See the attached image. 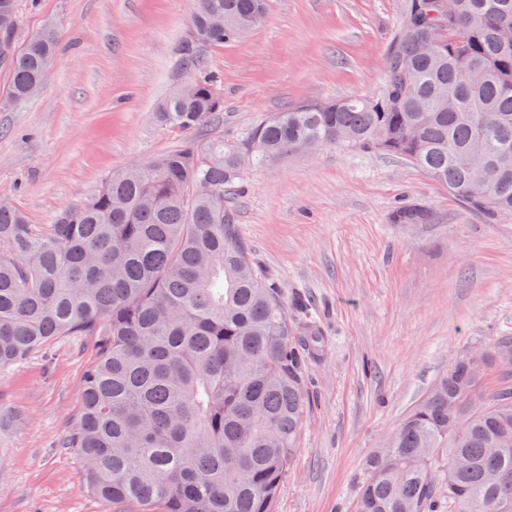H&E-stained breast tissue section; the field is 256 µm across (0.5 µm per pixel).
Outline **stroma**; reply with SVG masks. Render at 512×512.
<instances>
[{"mask_svg": "<svg viewBox=\"0 0 512 512\" xmlns=\"http://www.w3.org/2000/svg\"><path fill=\"white\" fill-rule=\"evenodd\" d=\"M405 0H268L241 42L203 49L224 123L198 130L241 144L270 115L374 96ZM23 45L54 23L59 52L40 93L0 110V193L30 223L96 194L104 178L179 149L156 112L187 75L180 48L193 0H17ZM291 319L324 348L307 363V404L273 512H356L366 464L468 353L512 336V219L488 222L411 163L347 145L247 170L226 200ZM417 203L429 224H394ZM95 351L58 339L0 372V402L25 415L0 454V512H106L62 442Z\"/></svg>", "mask_w": 512, "mask_h": 512, "instance_id": "1", "label": "stroma"}]
</instances>
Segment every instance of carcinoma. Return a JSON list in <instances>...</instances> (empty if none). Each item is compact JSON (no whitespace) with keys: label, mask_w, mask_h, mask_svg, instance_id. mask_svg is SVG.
Returning <instances> with one entry per match:
<instances>
[{"label":"carcinoma","mask_w":512,"mask_h":512,"mask_svg":"<svg viewBox=\"0 0 512 512\" xmlns=\"http://www.w3.org/2000/svg\"><path fill=\"white\" fill-rule=\"evenodd\" d=\"M17 0H0L6 109L33 98L51 69L49 22L18 50ZM408 0L374 97L277 112L243 146L221 137L108 175L93 197L31 224L0 202V371L62 336L96 352L63 447L84 461L87 486L112 512H273L305 412L303 365L323 336L295 329L278 288L254 266L225 196L253 165L350 144L399 156L469 208L512 216V0ZM181 55L192 85L157 117L184 133L224 121V99L202 48L247 37L268 0H193ZM433 46L430 56L419 45ZM481 173L487 193L468 184ZM419 204L394 224H430ZM508 337L475 375L458 359L370 459L357 512H512V396L485 390ZM24 416L0 403V443ZM444 483L448 495L439 496Z\"/></svg>","instance_id":"1"}]
</instances>
